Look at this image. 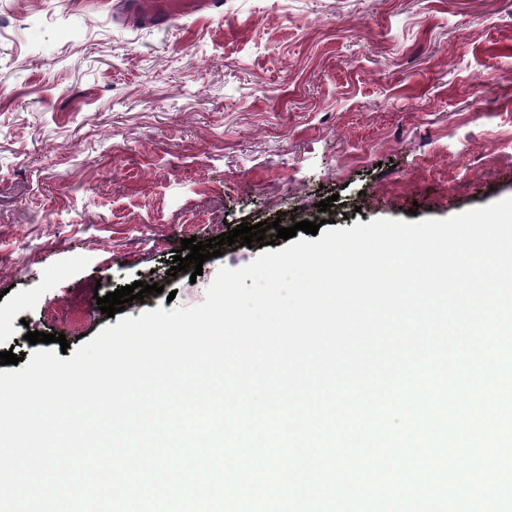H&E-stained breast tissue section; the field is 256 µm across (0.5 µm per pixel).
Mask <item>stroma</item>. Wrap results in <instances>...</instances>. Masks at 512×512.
Returning a JSON list of instances; mask_svg holds the SVG:
<instances>
[{
  "instance_id": "obj_1",
  "label": "stroma",
  "mask_w": 512,
  "mask_h": 512,
  "mask_svg": "<svg viewBox=\"0 0 512 512\" xmlns=\"http://www.w3.org/2000/svg\"><path fill=\"white\" fill-rule=\"evenodd\" d=\"M339 201L327 212L316 204ZM512 197V0H224L166 27L109 0H0V352L80 347L96 298L203 302L276 230L169 276L185 238L321 216L445 219Z\"/></svg>"
}]
</instances>
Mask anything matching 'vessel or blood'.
I'll list each match as a JSON object with an SVG mask.
<instances>
[{"mask_svg":"<svg viewBox=\"0 0 512 512\" xmlns=\"http://www.w3.org/2000/svg\"><path fill=\"white\" fill-rule=\"evenodd\" d=\"M223 11L224 0H118L113 15L131 25L162 27L184 17Z\"/></svg>","mask_w":512,"mask_h":512,"instance_id":"obj_1","label":"vessel or blood"}]
</instances>
